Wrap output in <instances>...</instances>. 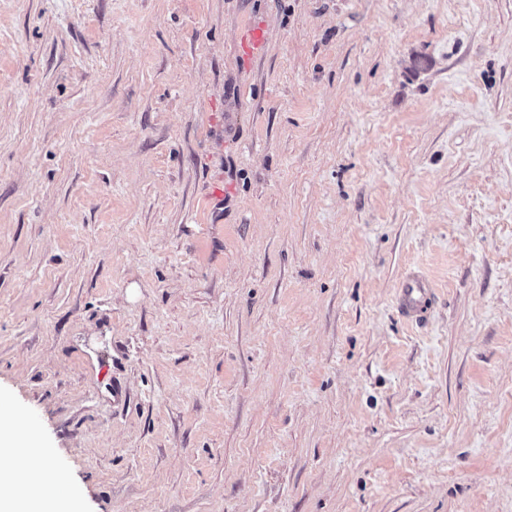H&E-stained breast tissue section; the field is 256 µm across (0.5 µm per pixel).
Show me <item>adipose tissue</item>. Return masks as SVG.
I'll list each match as a JSON object with an SVG mask.
<instances>
[{"label":"adipose tissue","mask_w":512,"mask_h":512,"mask_svg":"<svg viewBox=\"0 0 512 512\" xmlns=\"http://www.w3.org/2000/svg\"><path fill=\"white\" fill-rule=\"evenodd\" d=\"M26 457L39 472L37 484L19 491L12 458ZM51 451L40 442L34 427H21L16 414L0 404V512H76L72 491L46 496L48 488L62 485L63 477L50 463Z\"/></svg>","instance_id":"adipose-tissue-1"}]
</instances>
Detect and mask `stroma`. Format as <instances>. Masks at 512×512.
<instances>
[{
	"label": "stroma",
	"mask_w": 512,
	"mask_h": 512,
	"mask_svg": "<svg viewBox=\"0 0 512 512\" xmlns=\"http://www.w3.org/2000/svg\"><path fill=\"white\" fill-rule=\"evenodd\" d=\"M0 395L80 512H512V0H0ZM239 39L245 56L251 60L261 58L267 50L268 36L262 26L241 29ZM432 298L430 283L416 273L408 275L402 282L397 295L400 311L412 320L426 316Z\"/></svg>",
	"instance_id": "obj_1"
}]
</instances>
